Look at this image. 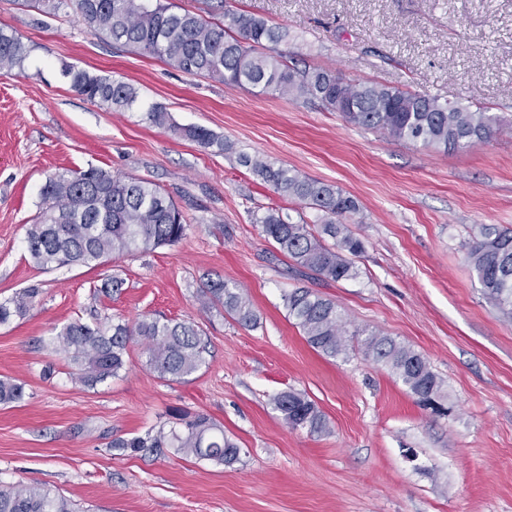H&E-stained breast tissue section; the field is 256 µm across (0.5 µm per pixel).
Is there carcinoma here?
Instances as JSON below:
<instances>
[{
    "label": "carcinoma",
    "instance_id": "1",
    "mask_svg": "<svg viewBox=\"0 0 512 512\" xmlns=\"http://www.w3.org/2000/svg\"><path fill=\"white\" fill-rule=\"evenodd\" d=\"M94 35L122 47L165 58L172 68L201 74L241 89L275 92L296 100L316 101L328 112H338L349 124L379 131L398 141L420 142L438 149L463 150L490 138L497 116L459 102H442L419 92L380 83H356L339 74L288 64V29L273 27L249 12L212 0L210 9L222 17L211 23L190 11H174L163 0H35L46 16L57 15L68 4ZM30 47L14 30L0 28V75L23 66ZM63 76L85 99L109 110L128 109L136 103V88L124 81L91 74L65 65ZM175 132L205 149L224 153L231 146L203 127H177ZM282 197L317 211L314 225L297 222L277 209L256 219L262 232L279 251L320 280L357 278L348 259L363 250L362 242L347 227L359 212L357 201L333 184L294 169L275 167L260 157L238 156ZM187 225L177 205L160 187L143 179L114 175L91 166L71 174L47 178L40 192L37 222L26 232L27 249L43 270L64 266L101 264L135 252L173 245L184 238ZM487 301L512 322V227L475 224L467 252ZM37 295L34 288L0 303V325L24 316ZM286 307L307 343L322 355L335 358L356 347L365 358L387 368L416 401L442 411V383L418 351L376 332L346 328L336 304L309 288H295L284 298ZM204 308L220 306L240 325L252 327L257 315L239 288L210 280L201 289ZM141 340L147 365L160 377L184 380L204 363L202 331L194 324L173 319L145 318L134 326L88 324L74 320L54 340L71 354L70 375L93 386L114 377L126 365L132 337ZM24 385L0 380V404L22 400ZM274 409L292 428L311 434L328 429L325 414L314 401L294 390L273 398ZM182 427L164 425L146 437L118 438L113 448L134 452L145 448H174L186 456L231 465L241 448L224 436V429L203 414L179 416ZM0 512H76L67 498L40 484L0 483Z\"/></svg>",
    "mask_w": 512,
    "mask_h": 512
}]
</instances>
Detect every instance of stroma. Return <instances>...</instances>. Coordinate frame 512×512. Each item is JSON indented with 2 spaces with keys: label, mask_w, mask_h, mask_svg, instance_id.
I'll use <instances>...</instances> for the list:
<instances>
[{
  "label": "stroma",
  "mask_w": 512,
  "mask_h": 512,
  "mask_svg": "<svg viewBox=\"0 0 512 512\" xmlns=\"http://www.w3.org/2000/svg\"><path fill=\"white\" fill-rule=\"evenodd\" d=\"M235 4L288 28L298 66L465 102L500 123L462 151L397 141L313 101L175 70L95 37L72 9L46 17L31 0H0V27L31 49L22 70L0 75V302L39 291L24 317L0 325V379L25 385L22 401L0 405V482L45 485L80 512H512V322L467 261L472 225L512 226V0ZM66 64L132 84L137 106L110 112L83 99ZM155 104L171 127L147 120ZM179 126L205 127L234 152L205 150ZM239 152L358 201L356 279H312L277 250L258 217L279 207L311 222L316 212L275 193ZM91 166L160 186L186 218L185 237L96 267L35 266L26 230L41 187ZM109 276L122 279L120 292L104 290ZM210 279L245 290L255 326L200 307ZM297 287L334 301L349 330L389 335L427 358L447 415L422 408L359 352L311 348L283 300ZM145 316L204 330V363L188 381L160 378L134 338L125 369L88 387L52 342L76 319ZM289 389L317 404L329 433L284 422L272 399ZM181 414L222 426L240 462L111 445Z\"/></svg>",
  "instance_id": "1"
}]
</instances>
